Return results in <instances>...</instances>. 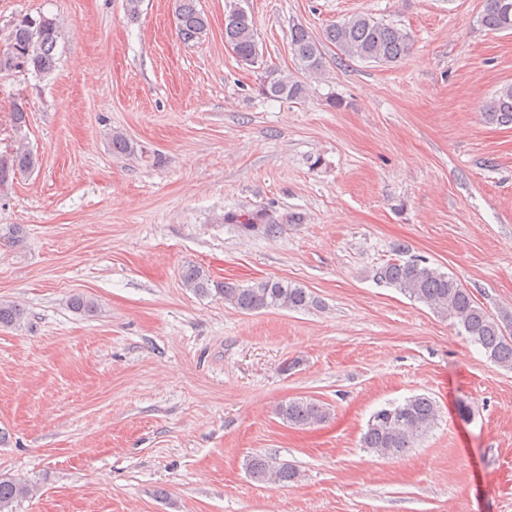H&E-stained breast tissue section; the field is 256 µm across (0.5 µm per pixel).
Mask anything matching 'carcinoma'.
Masks as SVG:
<instances>
[{
	"label": "carcinoma",
	"mask_w": 512,
	"mask_h": 512,
	"mask_svg": "<svg viewBox=\"0 0 512 512\" xmlns=\"http://www.w3.org/2000/svg\"><path fill=\"white\" fill-rule=\"evenodd\" d=\"M175 19L179 36L185 42L201 39L208 30L207 17L197 8V0H175ZM482 27L493 32L512 30V0H485L480 20ZM60 32L59 20L40 15L25 16L13 24L6 48L0 50V72L26 69L46 76L56 67L55 49ZM324 40L312 37L300 25L290 33V48L301 69L317 75L324 68V47L330 44L348 61L388 64L398 63L408 55L410 35L401 28L385 24L369 15H355L330 25ZM224 39L243 62L255 64L259 47L254 23L245 11L224 20ZM262 93L273 100H292L305 93L303 84L279 69L264 72ZM489 124L512 125V84L499 88L482 107ZM112 152L118 155L136 153L134 143L121 130L112 131ZM37 158L25 138L18 136L12 149L0 156V192L9 186L10 178L35 168ZM227 220L247 232L257 229L268 236L280 233L281 225L261 211L236 214ZM23 229L17 224L0 225V243L15 244ZM377 281L399 289L409 298L421 302L434 312L452 320V324L477 345L491 362L512 369V312L492 314L481 307L469 290L453 277L426 265L423 258H397L374 271ZM184 285L201 296L215 293L233 307L247 313L270 308L308 310L319 306L306 289L291 283L268 279L251 286L211 279L202 268L190 265L182 271ZM26 313L13 301H0V325L20 328ZM440 408L432 397L419 394L398 404H390L374 412L361 437L362 447L382 459H398L427 435L439 420ZM277 414L283 421L298 427H313L330 417L329 407L315 399L293 398L279 404ZM246 472L258 483L292 484L300 472L291 464L268 455L247 458ZM35 486L21 480L0 476V512H13L14 503L32 496Z\"/></svg>",
	"instance_id": "carcinoma-1"
}]
</instances>
